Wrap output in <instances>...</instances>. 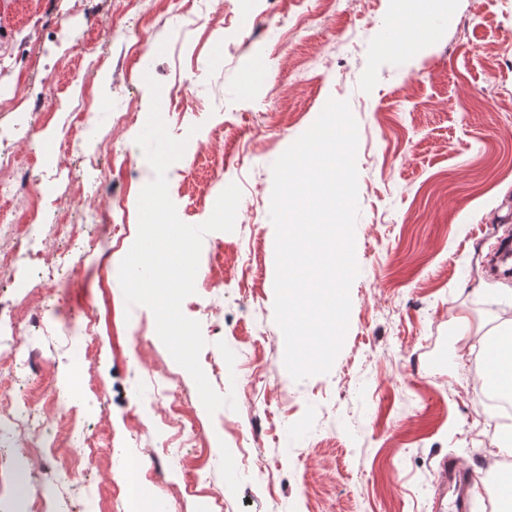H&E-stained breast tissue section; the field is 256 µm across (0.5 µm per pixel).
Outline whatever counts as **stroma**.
<instances>
[{"label":"stroma","mask_w":512,"mask_h":512,"mask_svg":"<svg viewBox=\"0 0 512 512\" xmlns=\"http://www.w3.org/2000/svg\"><path fill=\"white\" fill-rule=\"evenodd\" d=\"M43 0H0V47L10 48L15 72L67 85L90 60L103 64L87 89L95 104L140 112L151 100L138 96L136 73L124 70V50L87 38L77 55L32 64L15 34L11 12L26 16ZM398 0H349L346 12L323 17L299 31L287 49L267 47V33L237 0H195L180 11L176 0H157L145 60L160 84L187 83L205 106L169 124L186 140L181 165L167 171L168 192L184 223L199 225L209 213L204 191L218 194L237 184L251 202L233 231L205 235L200 268L224 266L211 291L188 296L182 311L209 335L201 311L215 303L224 312V339L255 349L267 368L260 420L266 434L259 449L279 472L278 496L269 498L242 473L224 512H431L434 472L445 456L458 457L477 475L475 512H498L492 469L512 466L491 436L485 395L448 396L450 383L483 374V343L501 325L512 296L485 271L487 254L504 234L494 222L512 202V43L503 24L506 0H418L448 19L416 51L383 49ZM224 10V26L199 27L203 12ZM265 66L277 96L260 86ZM348 102L358 126V218L355 256L359 273L350 288L351 310L344 344L329 372L294 380L284 364V336L275 321V228L270 219L273 175L279 157L317 119L329 99ZM194 141H187V134ZM219 136L224 182L207 186L212 156L197 141ZM253 142L242 153L241 139ZM194 166V180L183 169ZM254 247L253 274L242 279L243 241ZM97 268L85 259L70 287L53 293L47 318L55 323L98 302ZM112 321L102 329L93 364L109 400L99 406L85 393L78 427H106V463L95 482L122 487L137 475L142 448L132 440L126 413L148 395L144 366L161 360L184 387L196 384L165 345L142 360L114 361V345H131L129 330L152 322L148 307L127 310L122 290L109 301ZM264 341H257V334ZM22 349H38L57 361L54 384L71 387L73 354L57 331L34 333ZM206 432L208 485L223 486L224 459L236 455L229 414H208L195 402Z\"/></svg>","instance_id":"stroma-1"}]
</instances>
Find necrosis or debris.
<instances>
[{
	"mask_svg": "<svg viewBox=\"0 0 512 512\" xmlns=\"http://www.w3.org/2000/svg\"><path fill=\"white\" fill-rule=\"evenodd\" d=\"M144 14H137L130 27L120 29L111 22L85 16L83 25L56 29L48 41L30 42V55L65 58L77 52L86 32L95 31L105 41L121 40L128 57L141 58L148 45L144 37ZM40 105L50 113H65L63 139L57 149L55 167L32 171L30 159L44 152L41 141L17 144L19 131L30 126L23 92L0 88V112L8 120L0 122V199L9 201L0 212V272L14 273L25 266L36 270L39 281L48 287L63 285L76 270L77 253H97L99 233L123 240L126 227L123 199L103 194L102 188L114 175L137 178L140 168L124 158V150L111 136L112 130L141 121L138 112H112L96 106L91 99L70 107L53 84H42ZM97 173L98 188H89L82 178L85 169ZM66 175L68 183L54 200H46L41 190L43 180ZM102 305L89 306L71 323L69 340L81 351H89L97 342L100 324L109 322L107 304L120 280L108 254H98ZM44 294L34 286L19 297L0 302V366L23 363L31 375H38L46 361L37 351L18 359V344L30 330L45 328ZM148 375L157 396L151 402L136 401L129 411L133 435L150 437L163 431V455H151L142 479L153 481L168 465L178 467L184 479L175 488V500L194 495L204 479V465L193 450L203 442V429L190 407L191 395L179 378L164 369L149 368ZM231 431L238 444L234 466L252 472L255 479L275 490L277 476L265 462L256 459L253 450L262 441L256 424L233 422ZM92 437L76 433L72 399L60 395L52 386L37 394L19 395L11 386L0 385V512H72L71 498L60 497L46 475L59 473L68 481L72 496H81L93 488L95 497L106 501L111 512H120V499L108 497L102 486L92 485V470L100 469L102 459ZM25 460L29 475L37 479L34 496L16 497L13 488L19 480L14 464Z\"/></svg>",
	"mask_w": 512,
	"mask_h": 512,
	"instance_id": "necrosis-or-debris-1",
	"label": "necrosis or debris"
}]
</instances>
